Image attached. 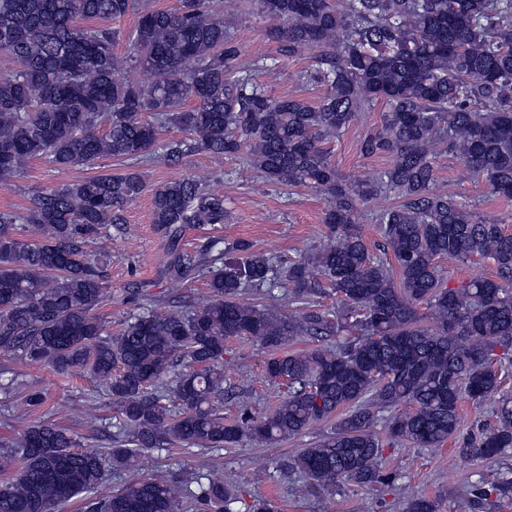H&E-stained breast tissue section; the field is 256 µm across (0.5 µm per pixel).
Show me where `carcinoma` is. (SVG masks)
Wrapping results in <instances>:
<instances>
[{
	"label": "carcinoma",
	"mask_w": 512,
	"mask_h": 512,
	"mask_svg": "<svg viewBox=\"0 0 512 512\" xmlns=\"http://www.w3.org/2000/svg\"><path fill=\"white\" fill-rule=\"evenodd\" d=\"M278 22L270 29L288 50H316L311 76L326 87L314 104L273 98L248 70L233 71L235 45L211 0H182L176 10H143L114 54L117 31L82 21H119L136 0H0V51L19 64L0 74V180L43 158L63 174L101 158L122 173L61 182L39 192L23 215L0 213V353L89 372L106 385L128 440L102 451L77 448L52 423L26 429L0 467V512H57L81 494L85 512H233L236 489L222 481L199 490L141 478L105 498L91 494L107 465H129L155 448H229L244 438L267 446L330 418V433L302 449L294 465L309 488L364 487L386 479L374 428L385 409L393 440L494 457L512 448V401L493 428L460 439L461 403L498 392L502 360L512 354V233L435 190L442 150L512 199V0H257ZM136 69L151 77L138 81ZM387 106L361 152L392 164L364 180L336 172L325 142L342 134L365 104ZM108 127L99 133V122ZM186 134L158 146L159 132ZM170 161L201 151L243 158L265 181L304 185L327 196L326 243L278 261L238 240L224 259L183 252L193 224H222L224 195L193 178L151 190L153 223L170 241L164 274H208L209 299L197 307L133 315L112 334L94 314L105 275L86 258V242L107 224L125 223V206L147 189L139 168L157 149ZM394 192L402 203L376 223L392 261L369 256L363 205ZM29 224L39 239L13 234ZM494 263L496 277L447 284L441 261ZM293 288L295 310L242 300L247 288ZM336 296L333 313L311 299ZM430 310L422 324L419 305ZM336 345L290 352L300 337ZM244 337L275 351L272 382L288 395L257 420L224 418V344ZM189 365L165 377L177 359ZM405 512H439L437 499L411 497Z\"/></svg>",
	"instance_id": "1"
}]
</instances>
